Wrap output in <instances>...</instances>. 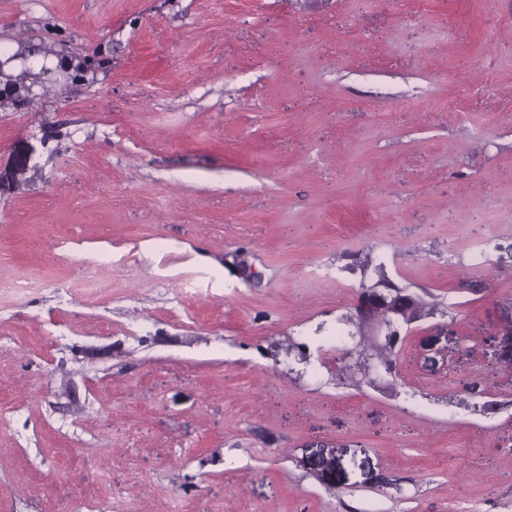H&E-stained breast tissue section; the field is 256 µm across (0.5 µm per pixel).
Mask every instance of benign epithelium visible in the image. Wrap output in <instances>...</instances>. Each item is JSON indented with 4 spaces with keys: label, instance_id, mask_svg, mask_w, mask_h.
<instances>
[{
    "label": "benign epithelium",
    "instance_id": "benign-epithelium-1",
    "mask_svg": "<svg viewBox=\"0 0 512 512\" xmlns=\"http://www.w3.org/2000/svg\"><path fill=\"white\" fill-rule=\"evenodd\" d=\"M430 314L422 303L418 293L402 288L389 275L371 279V283L361 286L355 315L350 317L348 324L353 326L350 338L368 341L384 351L391 350L397 344L401 330ZM371 358L365 355L352 359V353H345L346 366L343 372L352 375L360 374L368 379L372 386L378 385L383 374H393L394 363H383L371 366Z\"/></svg>",
    "mask_w": 512,
    "mask_h": 512
}]
</instances>
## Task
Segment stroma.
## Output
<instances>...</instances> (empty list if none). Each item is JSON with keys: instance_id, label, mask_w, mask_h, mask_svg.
I'll use <instances>...</instances> for the list:
<instances>
[{"instance_id": "1", "label": "stroma", "mask_w": 512, "mask_h": 512, "mask_svg": "<svg viewBox=\"0 0 512 512\" xmlns=\"http://www.w3.org/2000/svg\"><path fill=\"white\" fill-rule=\"evenodd\" d=\"M0 56V512H512V0H0ZM366 252L438 308L391 388L290 373Z\"/></svg>"}]
</instances>
